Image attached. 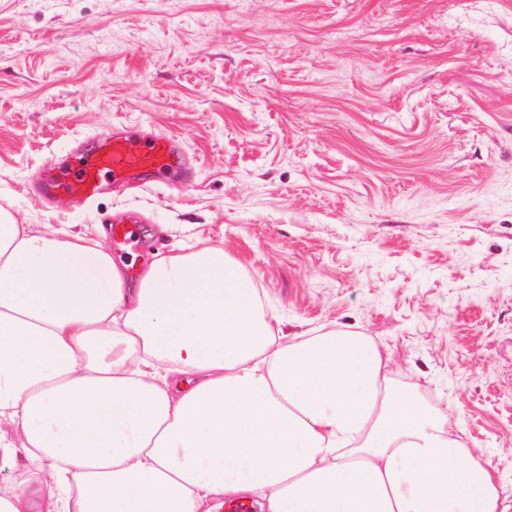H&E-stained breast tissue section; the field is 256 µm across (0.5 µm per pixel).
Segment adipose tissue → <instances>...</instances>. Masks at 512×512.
<instances>
[{
    "label": "adipose tissue",
    "instance_id": "ef3b65f1",
    "mask_svg": "<svg viewBox=\"0 0 512 512\" xmlns=\"http://www.w3.org/2000/svg\"><path fill=\"white\" fill-rule=\"evenodd\" d=\"M375 341L284 342L223 248L128 284L100 240L0 208V512H512Z\"/></svg>",
    "mask_w": 512,
    "mask_h": 512
}]
</instances>
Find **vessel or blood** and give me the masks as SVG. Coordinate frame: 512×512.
I'll use <instances>...</instances> for the list:
<instances>
[{"label":"vessel or blood","mask_w":512,"mask_h":512,"mask_svg":"<svg viewBox=\"0 0 512 512\" xmlns=\"http://www.w3.org/2000/svg\"><path fill=\"white\" fill-rule=\"evenodd\" d=\"M99 142L97 152L77 153L71 160L75 179L69 188L86 200L96 198L103 179L132 181L142 172L162 175L171 167L173 147L165 135H151L137 147L131 146L128 139L122 137L104 135Z\"/></svg>","instance_id":"1"}]
</instances>
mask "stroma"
<instances>
[{"instance_id":"1","label":"stroma","mask_w":512,"mask_h":512,"mask_svg":"<svg viewBox=\"0 0 512 512\" xmlns=\"http://www.w3.org/2000/svg\"><path fill=\"white\" fill-rule=\"evenodd\" d=\"M167 135L90 203L47 171ZM0 207L136 278L222 247L285 334L370 336L512 504V0H0Z\"/></svg>"}]
</instances>
